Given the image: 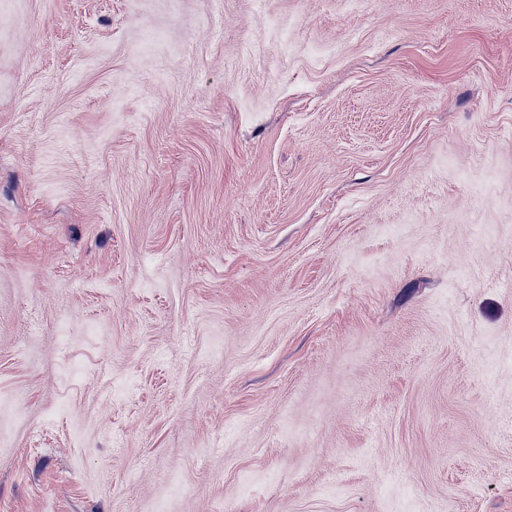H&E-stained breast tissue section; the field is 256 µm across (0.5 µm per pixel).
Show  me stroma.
<instances>
[{"label":"stroma","mask_w":512,"mask_h":512,"mask_svg":"<svg viewBox=\"0 0 512 512\" xmlns=\"http://www.w3.org/2000/svg\"><path fill=\"white\" fill-rule=\"evenodd\" d=\"M0 512H512V0H0Z\"/></svg>","instance_id":"1"}]
</instances>
